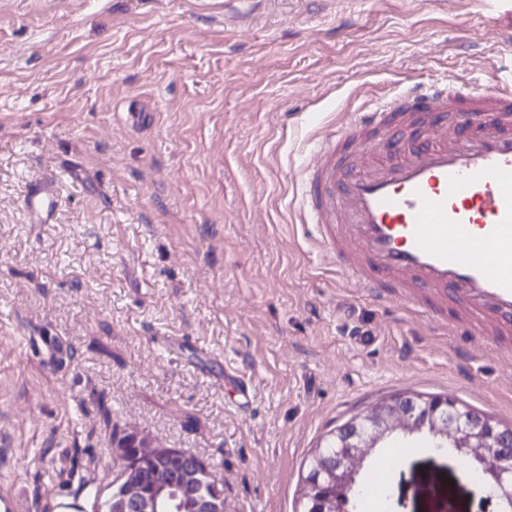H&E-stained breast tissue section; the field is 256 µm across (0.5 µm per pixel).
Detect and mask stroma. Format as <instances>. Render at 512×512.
<instances>
[{
    "mask_svg": "<svg viewBox=\"0 0 512 512\" xmlns=\"http://www.w3.org/2000/svg\"><path fill=\"white\" fill-rule=\"evenodd\" d=\"M511 9L264 0L234 25L196 0H0V495L93 512L118 431L201 459L224 512H294L322 439L393 394L512 422V357L378 304L299 215L320 127L413 85L503 81L489 16ZM42 178L58 209L31 224ZM385 445L406 452L350 512H497L427 434Z\"/></svg>",
    "mask_w": 512,
    "mask_h": 512,
    "instance_id": "obj_1",
    "label": "stroma"
}]
</instances>
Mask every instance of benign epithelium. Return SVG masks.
Instances as JSON below:
<instances>
[{
	"mask_svg": "<svg viewBox=\"0 0 512 512\" xmlns=\"http://www.w3.org/2000/svg\"><path fill=\"white\" fill-rule=\"evenodd\" d=\"M396 430L423 431L434 447L455 451L475 466L480 481L499 505L498 512L512 507V424L501 423L480 411L458 403L448 412V398L404 392L384 399L367 412L337 426L326 436L333 451H314V477L304 480L300 498L318 499L324 512H340L339 500L330 493L352 492L359 485L365 462L378 441ZM135 465L122 462L111 512H224L221 488L201 485L175 487L164 476L154 480L151 495L142 491L139 470L155 457L170 453L186 459L191 455L163 448L146 438L133 442ZM210 489H205V486Z\"/></svg>",
	"mask_w": 512,
	"mask_h": 512,
	"instance_id": "1",
	"label": "benign epithelium"
}]
</instances>
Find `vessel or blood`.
<instances>
[{
    "instance_id": "vessel-or-blood-1",
    "label": "vessel or blood",
    "mask_w": 512,
    "mask_h": 512,
    "mask_svg": "<svg viewBox=\"0 0 512 512\" xmlns=\"http://www.w3.org/2000/svg\"><path fill=\"white\" fill-rule=\"evenodd\" d=\"M394 154L378 165L374 145ZM49 182L24 198L52 217ZM305 221L346 278L397 297L437 328L512 355V81L483 93L412 86L321 131L306 166Z\"/></svg>"
}]
</instances>
